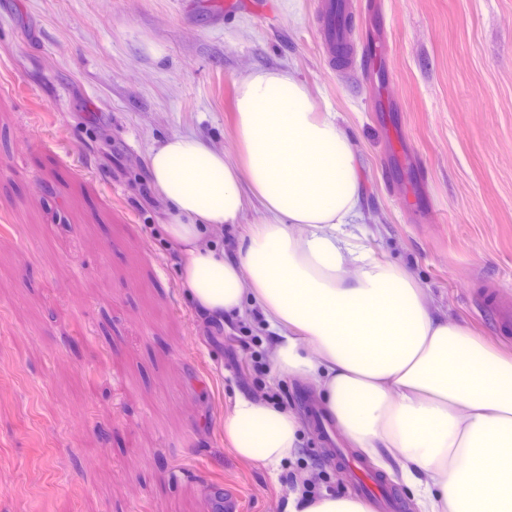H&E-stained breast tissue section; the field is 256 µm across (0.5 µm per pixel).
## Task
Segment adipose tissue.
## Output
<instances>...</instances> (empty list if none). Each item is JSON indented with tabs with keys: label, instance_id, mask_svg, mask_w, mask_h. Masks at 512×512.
<instances>
[{
	"label": "adipose tissue",
	"instance_id": "ef3b65f1",
	"mask_svg": "<svg viewBox=\"0 0 512 512\" xmlns=\"http://www.w3.org/2000/svg\"><path fill=\"white\" fill-rule=\"evenodd\" d=\"M236 108L242 160L181 133L147 156L186 298L215 324L257 310L275 335L273 369L313 384L346 438L397 470L419 512H512V358L376 257L357 225L353 142L293 72H251ZM253 201L266 219L225 258L210 233ZM223 427L237 456L273 477L302 442L293 411L242 396ZM286 512L372 509L298 490Z\"/></svg>",
	"mask_w": 512,
	"mask_h": 512
}]
</instances>
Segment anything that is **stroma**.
<instances>
[{
	"instance_id": "obj_1",
	"label": "stroma",
	"mask_w": 512,
	"mask_h": 512,
	"mask_svg": "<svg viewBox=\"0 0 512 512\" xmlns=\"http://www.w3.org/2000/svg\"><path fill=\"white\" fill-rule=\"evenodd\" d=\"M0 0V512H285V479L355 495L314 388L259 318L208 337L152 199L174 133L239 158L238 81L290 70L352 137L367 243L432 309L512 352V0H383L384 96L332 61L324 0ZM417 159L402 169L394 146ZM282 396L304 435L271 478L220 425Z\"/></svg>"
}]
</instances>
